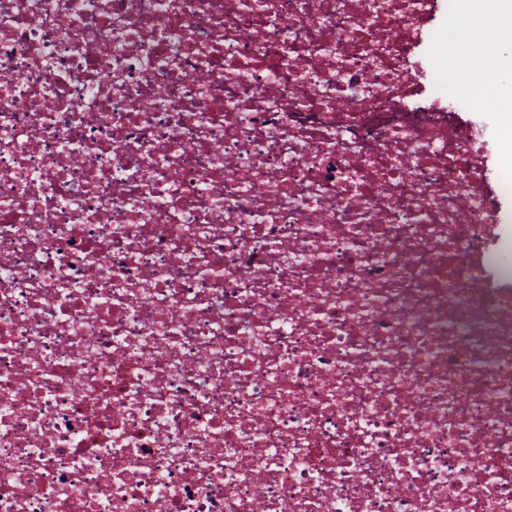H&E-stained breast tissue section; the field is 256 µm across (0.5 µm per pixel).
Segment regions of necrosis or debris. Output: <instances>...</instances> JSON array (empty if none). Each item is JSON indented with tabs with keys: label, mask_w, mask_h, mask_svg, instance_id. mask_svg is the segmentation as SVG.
Returning <instances> with one entry per match:
<instances>
[{
	"label": "necrosis or debris",
	"mask_w": 512,
	"mask_h": 512,
	"mask_svg": "<svg viewBox=\"0 0 512 512\" xmlns=\"http://www.w3.org/2000/svg\"><path fill=\"white\" fill-rule=\"evenodd\" d=\"M438 0H0V512H512L486 126Z\"/></svg>",
	"instance_id": "necrosis-or-debris-1"
}]
</instances>
